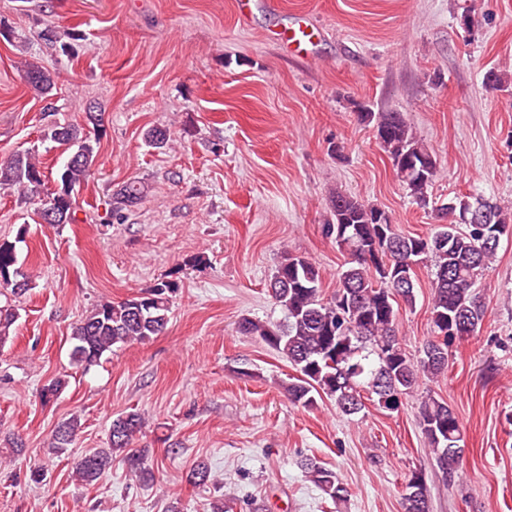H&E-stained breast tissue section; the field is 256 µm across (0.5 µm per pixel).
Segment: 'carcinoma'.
I'll return each instance as SVG.
<instances>
[{
    "label": "carcinoma",
    "mask_w": 512,
    "mask_h": 512,
    "mask_svg": "<svg viewBox=\"0 0 512 512\" xmlns=\"http://www.w3.org/2000/svg\"><path fill=\"white\" fill-rule=\"evenodd\" d=\"M38 39L59 46L66 54L70 44L52 27ZM24 79L40 96L48 98L56 86L53 74L34 60L24 64ZM357 117L373 125L376 138L391 160L399 180L420 207L432 208L443 220L428 235L411 236L392 223L382 208L336 191L331 194L326 237L346 249L350 259L338 273L333 296L322 294V273L311 259L284 253L270 279L268 293L284 313L278 323L244 317L239 332L260 339L285 358L298 372L285 386L288 400L303 408L317 404L316 396L334 400L338 411L350 416L365 407L362 388L369 389L381 409L398 410L401 400L418 386L422 376H438L448 370L452 345L473 335L482 323L485 302L475 288L478 276L488 267L499 247L485 244L482 236L494 230L496 237L512 236V207L468 195L430 205L429 189L438 173L437 160L416 137L398 111L374 112L358 104ZM85 124H54L45 136L61 146L75 148L56 174V188L44 191V167L29 150L19 151L0 162V189L17 194V200L34 207L47 224L74 221V190L91 175L98 157L102 118L99 109L88 107ZM135 183L121 186L111 195L112 217L124 218L142 199ZM430 269L432 285L431 323L434 336L424 343L414 359L398 338L400 309L416 302V268ZM11 289L14 298L35 288L30 276L18 266L15 245L0 243V288ZM178 284L160 279L138 295L120 301H104L93 307L74 326L73 359L84 367L100 362L117 344L143 342L164 331ZM18 319L17 309L0 306V344ZM65 381L57 378L39 393L42 402L59 396ZM145 425L138 412L112 420L109 447L99 448L73 463L76 480L87 485L97 481L112 460L120 457L127 473L145 481L152 477L148 450L133 447ZM418 429L443 477L457 471L464 453L459 417L447 402L430 397L421 402ZM80 424L73 418L58 426L51 451L64 454L74 441ZM305 476L335 502L348 496V489L335 471L312 459L302 463ZM404 512H430V497L422 472L407 480Z\"/></svg>",
    "instance_id": "obj_1"
}]
</instances>
